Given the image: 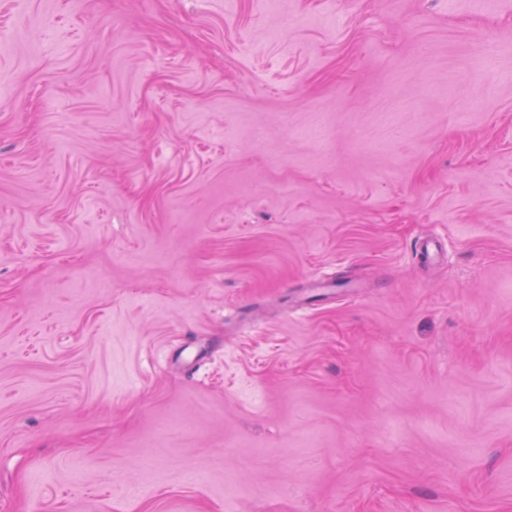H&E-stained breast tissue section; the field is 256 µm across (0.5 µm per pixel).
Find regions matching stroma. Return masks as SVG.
<instances>
[{"instance_id":"1","label":"stroma","mask_w":512,"mask_h":512,"mask_svg":"<svg viewBox=\"0 0 512 512\" xmlns=\"http://www.w3.org/2000/svg\"><path fill=\"white\" fill-rule=\"evenodd\" d=\"M487 2L0 0V512H512Z\"/></svg>"}]
</instances>
